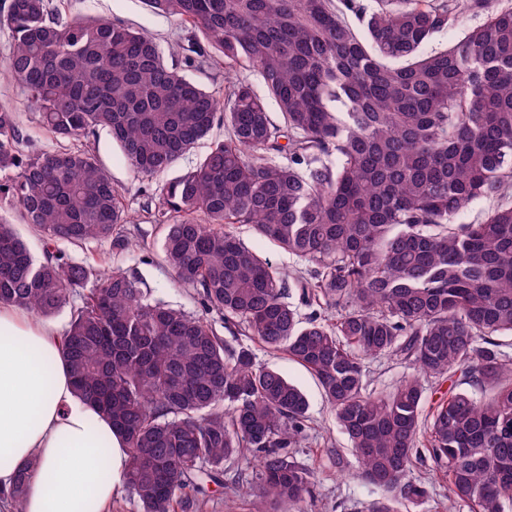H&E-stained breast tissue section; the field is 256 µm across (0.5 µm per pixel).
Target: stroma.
<instances>
[{
	"mask_svg": "<svg viewBox=\"0 0 512 512\" xmlns=\"http://www.w3.org/2000/svg\"><path fill=\"white\" fill-rule=\"evenodd\" d=\"M54 4L70 15L123 22L147 33L166 52L178 45L188 46L194 38L186 25L175 18L154 14L144 0H54ZM10 47L11 34L7 28L0 27V105L18 112L25 135L22 144L25 153L34 154L56 147L57 139L41 125L37 113L5 67ZM95 150L134 219L133 224L126 227V234L134 246L126 249L106 241L79 248L60 241L55 245L56 250L72 260L91 264L98 262L100 254H110L111 267L138 277L154 298L190 315L200 313L196 290L176 286L171 272L161 260L164 227L156 219L158 204L146 193L144 179L134 174L107 131L98 132ZM255 353L260 364L281 371L308 397V428L297 458L317 475L315 492L321 512H359L365 503L378 498L380 489L354 478L356 463L349 441L337 428L315 377L285 352L259 347Z\"/></svg>",
	"mask_w": 512,
	"mask_h": 512,
	"instance_id": "stroma-1",
	"label": "stroma"
}]
</instances>
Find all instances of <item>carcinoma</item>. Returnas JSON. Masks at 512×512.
Returning <instances> with one entry per match:
<instances>
[{"label":"carcinoma","mask_w":512,"mask_h":512,"mask_svg":"<svg viewBox=\"0 0 512 512\" xmlns=\"http://www.w3.org/2000/svg\"><path fill=\"white\" fill-rule=\"evenodd\" d=\"M495 2L146 0L197 35L182 68L118 21L9 0V69L63 145L24 154L17 112L0 107V205L50 243L123 241L122 195L82 143L105 129L153 182L162 261L201 297L193 316L119 271L91 285L89 265L35 260L0 216V303L70 307L63 356L126 441L138 512H205V481L247 512H315V472L290 452L306 395L218 336L214 314L316 377L355 477L384 491L362 512H410L441 473L458 507L512 512V7ZM464 7L484 22L425 49ZM214 64L257 71L266 95L184 73ZM216 126L227 135L192 170L158 179ZM476 199L483 220L455 223ZM235 224L311 266L308 316ZM381 357L415 373L372 390L364 364ZM447 378L424 410L426 384ZM422 438L433 466L417 474Z\"/></svg>","instance_id":"cac0c4a2"}]
</instances>
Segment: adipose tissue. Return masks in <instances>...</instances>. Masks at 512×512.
Segmentation results:
<instances>
[{
	"instance_id": "ef3b65f1",
	"label": "adipose tissue",
	"mask_w": 512,
	"mask_h": 512,
	"mask_svg": "<svg viewBox=\"0 0 512 512\" xmlns=\"http://www.w3.org/2000/svg\"><path fill=\"white\" fill-rule=\"evenodd\" d=\"M57 323L0 305V512H107L128 451L112 423L74 392ZM20 506L8 493L20 470Z\"/></svg>"
}]
</instances>
